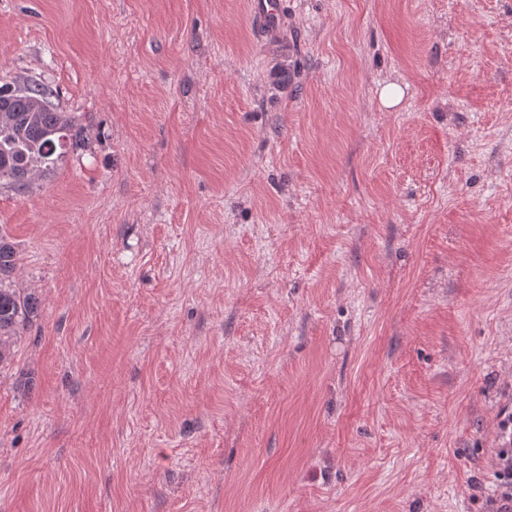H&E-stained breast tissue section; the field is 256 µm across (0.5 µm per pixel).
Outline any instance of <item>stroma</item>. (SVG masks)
I'll list each match as a JSON object with an SVG mask.
<instances>
[{"label":"stroma","mask_w":512,"mask_h":512,"mask_svg":"<svg viewBox=\"0 0 512 512\" xmlns=\"http://www.w3.org/2000/svg\"><path fill=\"white\" fill-rule=\"evenodd\" d=\"M250 4L0 0L83 127L0 184V512H495L512 0ZM18 260L14 244L0 233V365L11 360L13 344L32 322L39 307L35 295L11 288Z\"/></svg>","instance_id":"1"}]
</instances>
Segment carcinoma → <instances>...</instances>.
Here are the masks:
<instances>
[{"mask_svg": "<svg viewBox=\"0 0 512 512\" xmlns=\"http://www.w3.org/2000/svg\"><path fill=\"white\" fill-rule=\"evenodd\" d=\"M53 96L52 87L42 81L0 87V107L6 108L0 112V181L19 192L53 168L81 134L78 117L56 110ZM17 265L14 244L0 234V365L11 360L13 344L39 307L35 295L11 287Z\"/></svg>", "mask_w": 512, "mask_h": 512, "instance_id": "obj_1", "label": "carcinoma"}]
</instances>
